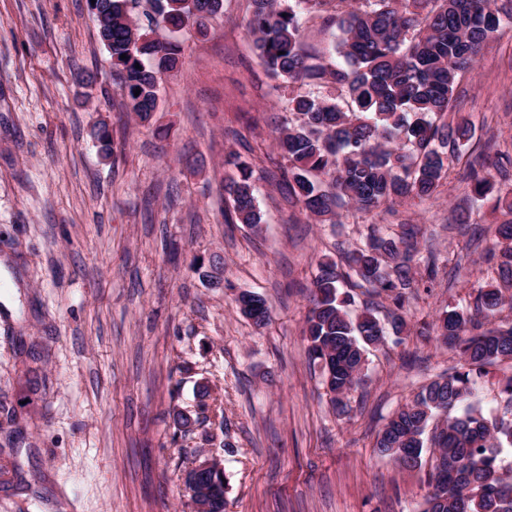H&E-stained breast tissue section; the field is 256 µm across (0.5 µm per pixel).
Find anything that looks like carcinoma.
<instances>
[{
    "instance_id": "obj_1",
    "label": "carcinoma",
    "mask_w": 512,
    "mask_h": 512,
    "mask_svg": "<svg viewBox=\"0 0 512 512\" xmlns=\"http://www.w3.org/2000/svg\"><path fill=\"white\" fill-rule=\"evenodd\" d=\"M149 25L203 32L223 0H150ZM139 0H95L99 36L112 59L116 85L127 111L151 121L159 104L158 74L177 64L180 46L150 36L136 18ZM334 24L341 32V63L308 55L301 41L303 17ZM512 21V0H251L248 21L265 71L289 89L292 119L276 137L288 162V188L317 218L333 217L350 204L370 211L389 203L436 198L450 162L472 138L465 116H449L462 74L474 69L484 43ZM126 58H121V55ZM139 94H134L135 89ZM236 172L224 180L227 224L261 223L252 183L253 164L232 154ZM464 178L472 196L487 199L483 163L469 164ZM489 259L500 280L512 285V220L486 228ZM415 224L401 236L371 232L364 247L344 253V266L318 263L304 335L309 360L321 366L323 384L343 414L348 395L363 384L368 348L386 343L374 310L352 313L354 295L339 288L368 286L393 305L391 327L401 336L407 323V290L416 282L420 254ZM243 315L261 325L266 300L239 293ZM512 296L479 286L465 309L448 306L422 324L417 335L458 352L460 366L423 385L378 431L374 447L403 469L431 468L422 512H512V377L501 384L506 406L487 414L472 401L476 379L512 359ZM202 486L211 512H224L226 479L209 474Z\"/></svg>"
}]
</instances>
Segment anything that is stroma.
<instances>
[{
  "mask_svg": "<svg viewBox=\"0 0 512 512\" xmlns=\"http://www.w3.org/2000/svg\"><path fill=\"white\" fill-rule=\"evenodd\" d=\"M249 0H223L206 34L183 33L151 124L124 112L89 0H0V512H193L183 477L220 458L225 512H421L426 469L374 448L391 414L459 365L434 337L368 355L337 414L309 360L304 322L318 263L369 229L420 228L439 274L413 288L410 328L465 306L492 278L489 237L459 230L469 162L512 157V26L462 76L453 109L474 135L436 199L319 224L289 202L276 131L290 114L260 66ZM107 124L111 155L94 133ZM252 160L258 227L224 221L229 153ZM220 260L214 288L196 262ZM263 296L261 327L236 306ZM214 415L187 435L175 410Z\"/></svg>",
  "mask_w": 512,
  "mask_h": 512,
  "instance_id": "1",
  "label": "stroma"
}]
</instances>
